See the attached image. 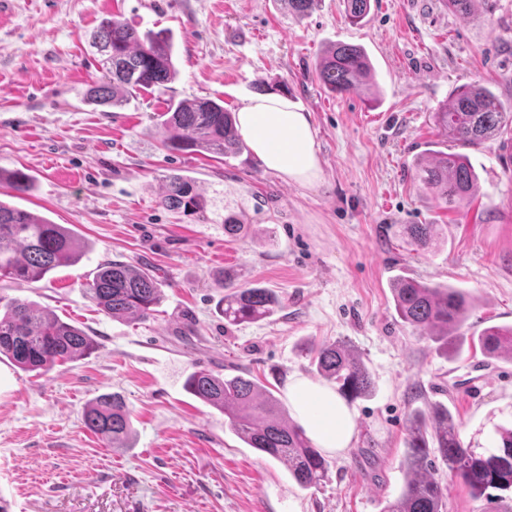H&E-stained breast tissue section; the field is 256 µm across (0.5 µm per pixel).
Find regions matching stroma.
<instances>
[{
    "mask_svg": "<svg viewBox=\"0 0 512 512\" xmlns=\"http://www.w3.org/2000/svg\"><path fill=\"white\" fill-rule=\"evenodd\" d=\"M168 35L178 76L168 87L103 109L84 97L103 75L93 44L102 19ZM363 46L379 100L322 88L328 45ZM477 83L512 107V0H372L350 25L344 0L294 16L280 0H9L0 11V169L32 178L0 200L63 225L87 242L79 261L38 282H0L98 342L88 358L46 374L0 361V502L6 512H381L404 484L405 427L448 406L464 443H481L489 416L512 415V361L464 344L449 359L397 317L391 279L404 273L476 299L461 329L512 325V126L466 148L479 176L468 204L450 208L421 183L415 155L438 141L434 112ZM287 94L309 112L323 175L303 187L264 170L251 149L217 157L163 148L169 100L206 97L238 112L260 93ZM172 174L194 178L203 217L159 203ZM241 215L247 230L224 231ZM408 224H438L428 249ZM119 259L149 268L164 295L147 320L99 311L86 288ZM273 289L267 318L227 324L223 279ZM343 342L375 390L355 400L350 448L327 454V478L301 488L276 459L246 447L223 413L188 394L193 371L241 368L280 400L301 377L319 382L307 345ZM125 399L132 444L88 431L85 406Z\"/></svg>",
    "mask_w": 512,
    "mask_h": 512,
    "instance_id": "35a3bbf8",
    "label": "stroma"
}]
</instances>
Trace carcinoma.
<instances>
[{"mask_svg":"<svg viewBox=\"0 0 512 512\" xmlns=\"http://www.w3.org/2000/svg\"><path fill=\"white\" fill-rule=\"evenodd\" d=\"M346 17L361 23L369 14L370 0H345ZM94 44L105 53L106 72L88 92L89 102L117 106L122 98L163 88L175 76L172 46L161 32L139 31L118 16L104 20L94 35ZM317 79L337 94L371 91L373 69L357 45L338 42L327 47L320 59ZM439 134L462 147L479 146L499 135L512 113L503 110L488 88L462 85L434 113ZM163 144L170 151H208L222 156L242 148L235 117L213 99L169 103L163 113ZM418 176L425 188L446 203L470 201L478 191V177L468 158L457 152L428 149L417 157ZM26 193L31 177L16 170L4 174L0 184ZM160 203L185 214L204 211L205 202L188 176L169 177ZM437 224H408L411 244L425 247L438 235ZM82 250L76 236L60 224L0 200V281L38 282L57 267L75 261ZM395 311L402 322L438 349L460 354L458 340L473 298L451 285L440 286L407 275L396 277ZM228 293L222 313L230 324L256 321L271 315L280 305L277 295L259 286L242 288L224 278ZM88 297L106 315L143 320L161 303L156 281L142 269L125 261L109 260L88 283ZM477 345L488 358L512 360V326L492 325L477 336ZM97 349L95 340L79 327L67 323L36 303L13 299L0 306V360L5 358L24 371L50 370L57 364L88 357ZM318 374L337 386L348 401L367 395L372 380L364 365L343 343L311 346ZM185 387L193 396L224 412L229 426L248 447L282 462L302 488L316 486L328 472V463L303 429L288 418L280 400L259 386L247 372L221 376L210 370L194 371ZM84 426L112 443L124 445L132 434L131 413L117 393L98 396L83 412ZM406 454L401 461L405 484L382 512H446L444 488L437 477L434 459L448 466L471 495L488 503L512 501V425L495 423L486 443L464 445L459 423L438 406L431 419L415 413L406 423Z\"/></svg>","mask_w":512,"mask_h":512,"instance_id":"cac0c4a2","label":"carcinoma"}]
</instances>
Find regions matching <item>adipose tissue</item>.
<instances>
[{
	"instance_id": "1",
	"label": "adipose tissue",
	"mask_w": 512,
	"mask_h": 512,
	"mask_svg": "<svg viewBox=\"0 0 512 512\" xmlns=\"http://www.w3.org/2000/svg\"><path fill=\"white\" fill-rule=\"evenodd\" d=\"M236 126L266 169L299 184L321 180L310 115L288 98L267 95L250 100L237 113ZM288 397L317 447L331 453L349 448L355 431L353 412L333 389L296 379L288 386Z\"/></svg>"
}]
</instances>
